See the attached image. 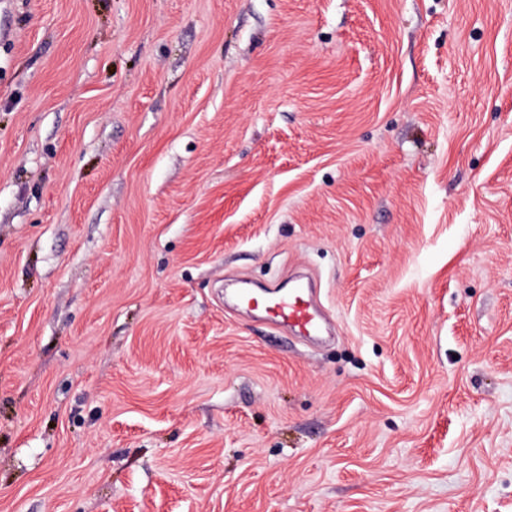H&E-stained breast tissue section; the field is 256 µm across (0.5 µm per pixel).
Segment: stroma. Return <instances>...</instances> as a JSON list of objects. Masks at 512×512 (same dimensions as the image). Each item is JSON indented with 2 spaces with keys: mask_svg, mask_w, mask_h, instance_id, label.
Returning <instances> with one entry per match:
<instances>
[{
  "mask_svg": "<svg viewBox=\"0 0 512 512\" xmlns=\"http://www.w3.org/2000/svg\"><path fill=\"white\" fill-rule=\"evenodd\" d=\"M0 512H512V0H0ZM305 288H309V285L298 282L287 293L274 294L266 312L273 320L286 322L299 334L316 337L320 335L322 327L309 289Z\"/></svg>",
  "mask_w": 512,
  "mask_h": 512,
  "instance_id": "35a3bbf8",
  "label": "stroma"
}]
</instances>
